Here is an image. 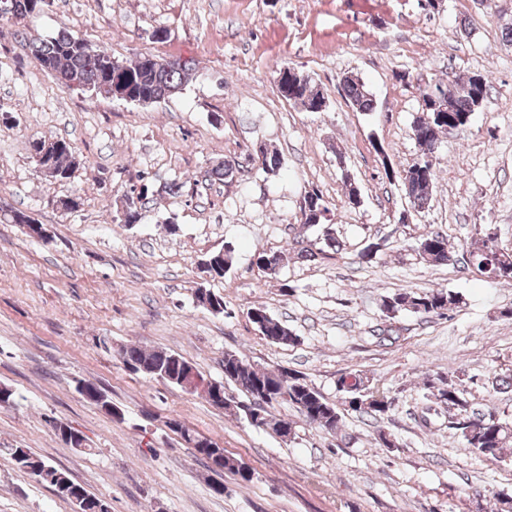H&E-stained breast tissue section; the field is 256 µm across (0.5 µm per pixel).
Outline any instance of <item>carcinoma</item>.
Here are the masks:
<instances>
[{
    "mask_svg": "<svg viewBox=\"0 0 512 512\" xmlns=\"http://www.w3.org/2000/svg\"><path fill=\"white\" fill-rule=\"evenodd\" d=\"M27 0H0V21L22 19L28 15ZM32 56L43 70L53 75L61 87L67 88L74 81L84 84H96L112 75V53L107 49L88 42L71 32H59L54 36L29 42ZM153 55L143 54L131 62H123L121 77L126 86L140 94L164 99L183 89L192 68L179 58L155 64ZM346 94L352 105L360 112H369L374 107L373 94L359 78L347 76L344 79ZM280 95L291 100L299 98L307 111L314 110L323 99L322 94L312 82L293 86L290 74L285 72L277 85ZM476 103L469 84L462 78L456 81V95L449 102L450 114L459 116L471 110ZM456 132L463 131L467 124L448 125L440 122L432 112H424L413 124L412 134L418 144L421 157L407 169L401 182L402 190L412 207L425 209L429 202L436 177L434 165L429 154L434 150L440 138L448 135V128ZM51 158L60 173V179L70 178L77 165V159L71 144L64 139H55ZM261 169L267 174L276 173L281 167L279 154L266 149L257 154ZM315 208L322 209V216L307 210H301L300 227L321 226L327 245H332L334 237L331 225L327 224L329 209L322 194L314 192ZM468 253L472 268L490 278L512 281V252L498 245L491 226L479 227L470 241L462 246ZM416 251L420 259L432 264H453L455 255L449 251L445 237L438 233H428L419 239ZM287 256L282 252L260 251L255 256V264L264 272L275 275L283 266ZM197 300L206 309L217 313L224 312V297L209 290L198 291ZM459 303L458 296L446 289L403 290L389 294L382 299L381 311L387 318H393L404 311L412 312L422 318L442 316ZM249 318L257 327L259 334L272 344L295 345L299 336L281 320L272 316L263 307L249 310ZM123 367L132 373L150 376L164 384L184 388L181 376L186 370L196 366L182 355L159 349H143L131 345L119 351ZM224 383L231 385L249 399V404L241 405L230 399L224 402L223 409L241 413L243 418L255 412L263 413L259 423L249 422L257 429L268 428L275 434L287 437L293 432V424L273 413L275 406L287 404L294 408L303 421L327 432H337L345 414L380 417L393 406L394 399L386 392L376 390L365 384L362 377L352 375L338 381L340 390L347 393L342 406L329 402L306 378L284 370L263 371L256 368L248 359L234 353H224ZM424 386L429 390L431 405L425 407V413L443 416L448 419V429L461 437L468 447L478 455L498 461L504 458L505 450L512 446V424L501 418L493 409L477 410L471 407L465 398L466 389L463 378L444 376L439 372L426 373ZM270 394L273 400L265 401L262 394ZM214 448H194L195 457L203 461L207 469L219 474L226 471L237 476L242 482L252 480L249 469H242L243 462L224 454L217 441H211ZM8 454L16 466L30 474L37 481L49 484L57 493L67 499L80 497L85 502L95 504L100 498L89 493L81 484L56 467L54 463L38 456L29 448H10Z\"/></svg>",
    "mask_w": 512,
    "mask_h": 512,
    "instance_id": "obj_1",
    "label": "carcinoma"
}]
</instances>
